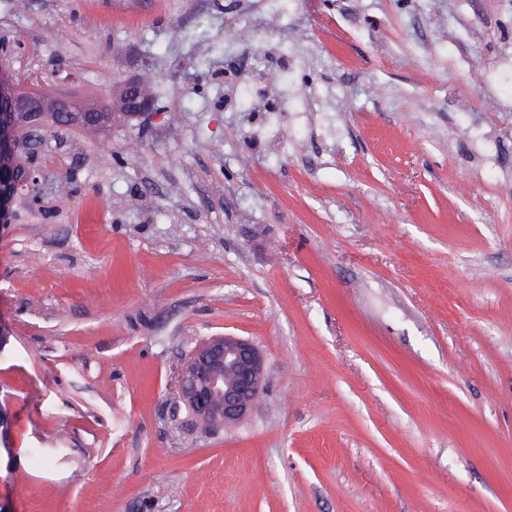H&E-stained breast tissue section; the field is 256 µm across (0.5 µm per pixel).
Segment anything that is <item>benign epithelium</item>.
I'll return each mask as SVG.
<instances>
[{
  "label": "benign epithelium",
  "mask_w": 512,
  "mask_h": 512,
  "mask_svg": "<svg viewBox=\"0 0 512 512\" xmlns=\"http://www.w3.org/2000/svg\"><path fill=\"white\" fill-rule=\"evenodd\" d=\"M112 121L144 122L154 111V101L137 79L126 80L117 90ZM106 111L101 104L84 105L72 98L49 96L20 87L0 73V224L12 223L13 202L40 182L33 163H20L35 153L47 120L85 127L99 122ZM222 366L230 380L215 372ZM266 359L251 341L236 336L211 338L196 347L177 367L175 387L180 401L194 417L207 418L220 428L244 420L262 391Z\"/></svg>",
  "instance_id": "benign-epithelium-1"
}]
</instances>
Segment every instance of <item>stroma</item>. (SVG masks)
<instances>
[{
    "label": "stroma",
    "instance_id": "obj_1",
    "mask_svg": "<svg viewBox=\"0 0 512 512\" xmlns=\"http://www.w3.org/2000/svg\"><path fill=\"white\" fill-rule=\"evenodd\" d=\"M44 129L0 225L12 512H512V0H0ZM254 342L250 414L176 366ZM114 100L116 107H108L109 112L101 102L89 106L30 91L0 73V224L11 223L13 202L39 185L40 172L28 160L49 118L56 124L85 127L98 123L103 112L102 122L94 127H107L116 121L144 122L154 111V101L137 79L126 80ZM222 366L230 380L214 371ZM266 359L251 341L236 336L211 338L196 347L177 367L175 387L199 427L220 428L244 420L262 391ZM220 401L213 409L211 402Z\"/></svg>",
    "mask_w": 512,
    "mask_h": 512
}]
</instances>
